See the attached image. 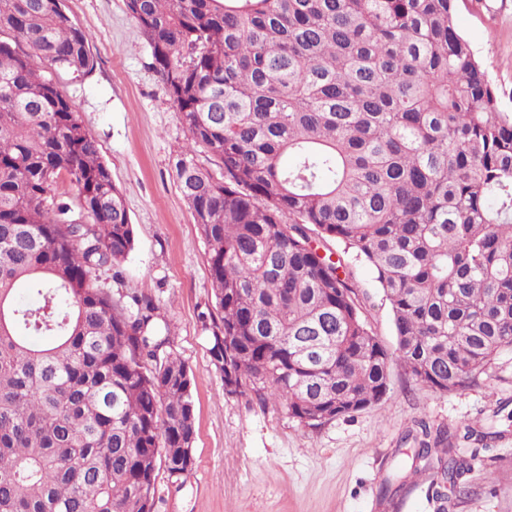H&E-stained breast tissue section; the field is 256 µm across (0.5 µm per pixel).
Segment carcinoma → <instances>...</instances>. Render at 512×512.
Masks as SVG:
<instances>
[{
    "instance_id": "cac0c4a2",
    "label": "carcinoma",
    "mask_w": 512,
    "mask_h": 512,
    "mask_svg": "<svg viewBox=\"0 0 512 512\" xmlns=\"http://www.w3.org/2000/svg\"><path fill=\"white\" fill-rule=\"evenodd\" d=\"M458 2L125 0L189 132L173 177L208 246L199 318L226 393L315 428L381 401L395 359L450 392L512 349V111ZM93 67L63 0H0V512H154L160 467L192 465L189 370L149 293L100 283L133 224L45 75ZM351 257L389 302L393 353ZM471 469L450 456L440 480ZM349 270L357 292L363 303V316L381 342L393 352L396 347L392 316L388 301L378 284L374 281L370 267L359 260L352 259Z\"/></svg>"
}]
</instances>
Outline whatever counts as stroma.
<instances>
[{
    "label": "stroma",
    "mask_w": 512,
    "mask_h": 512,
    "mask_svg": "<svg viewBox=\"0 0 512 512\" xmlns=\"http://www.w3.org/2000/svg\"><path fill=\"white\" fill-rule=\"evenodd\" d=\"M89 36L94 69L55 80L98 142L135 230L134 247L103 276L115 298L148 292L189 368L195 440L188 472H160L155 512H437V460L416 458L420 424L452 435L471 471L444 486L447 512H512V350L469 387L441 393L399 363L379 403L309 428L273 402L229 395L198 315L211 302L208 246L172 177L188 131L156 73L125 0H64ZM456 26L512 110V0H460ZM363 316L395 349L392 316L370 267L349 265ZM492 433L464 441L465 427Z\"/></svg>",
    "instance_id": "obj_1"
}]
</instances>
